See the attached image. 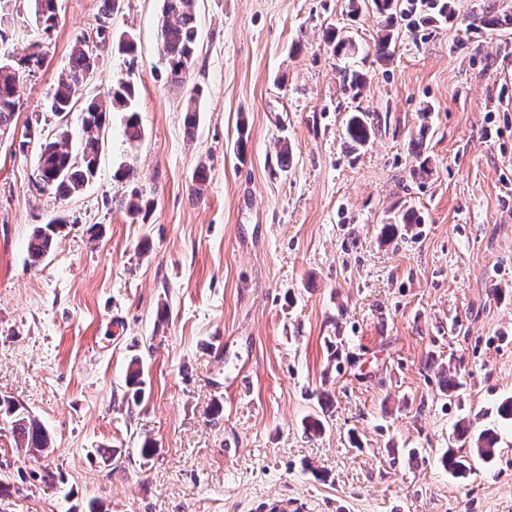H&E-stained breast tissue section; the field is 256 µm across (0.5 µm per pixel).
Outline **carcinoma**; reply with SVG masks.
I'll list each match as a JSON object with an SVG mask.
<instances>
[{
	"label": "carcinoma",
	"mask_w": 512,
	"mask_h": 512,
	"mask_svg": "<svg viewBox=\"0 0 512 512\" xmlns=\"http://www.w3.org/2000/svg\"><path fill=\"white\" fill-rule=\"evenodd\" d=\"M35 24L39 35L51 33L58 22V0H32ZM195 0H162L161 24L159 29L158 53L163 71L157 74L171 85L184 84L189 76L197 45L198 30L194 13ZM399 0H367L369 7L374 9L384 21V28L391 30L402 16L398 6ZM116 0H102L101 16L96 31V40L91 42L87 37L76 38L66 67L63 69L56 86L46 100L48 111L56 115H67L79 100L84 84L96 69L97 50L109 39L111 32L107 27L112 16ZM512 26V15L500 11L496 5L488 4L470 23V28L482 33H494ZM326 43L332 47L338 57L353 56L356 46L352 39L341 30L331 28L325 33ZM45 56L40 42L31 44V51L23 56L19 68L14 73H0V134L10 130L19 100L16 97L20 74L32 75L42 68ZM336 73L343 90L356 96L365 83L364 74L346 65L336 67ZM203 90L195 87L190 92L186 110L187 128L193 129L197 123L198 101ZM108 101L97 98L87 99L81 106L82 138L77 147H72L70 136L63 131L57 137L42 138V134L32 126H26L23 140L18 143V151L25 153L35 147L39 156L37 179L34 186L40 192H49L62 200H67L83 190L94 177L98 166L100 150V131L106 126L109 112L114 109L129 111L125 122L126 140L135 143L142 136L138 115L130 109L135 97V87L130 82H118L107 92ZM374 133V122L371 114L357 109L351 112L345 123V135L355 148L366 146ZM153 202L144 198L138 189L131 191L130 197L122 203L127 215L132 219H146L152 210ZM65 219L55 217L44 226L37 227L27 245L28 262L37 268L43 259L53 250L56 230L62 227ZM143 370L139 359L130 365L128 386L133 388V399L138 402L142 398ZM6 413L10 417L12 436L20 448L32 452H46L52 447L51 437L47 428L37 418L15 403L5 400ZM455 439L459 448H450L440 458L443 468L449 474L459 477L470 468L466 456L459 453L471 439L470 428L457 425ZM500 445V434L495 429L482 431L474 442L476 455L483 461L493 460Z\"/></svg>",
	"instance_id": "cac0c4a2"
}]
</instances>
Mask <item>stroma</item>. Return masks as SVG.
Here are the masks:
<instances>
[{
    "label": "stroma",
    "instance_id": "obj_1",
    "mask_svg": "<svg viewBox=\"0 0 512 512\" xmlns=\"http://www.w3.org/2000/svg\"><path fill=\"white\" fill-rule=\"evenodd\" d=\"M487 2L399 21L384 62L381 17L350 0H196L190 130L188 87L154 77L162 0H118L112 31L134 38L137 63L105 47L82 95L134 81L141 140L111 113L95 176L61 201L35 190L36 152L0 139V399L54 445L28 454L0 413V474L16 486L0 512H258L282 496L301 512H512V432L464 476L438 461L458 420L497 425L512 396V33L468 30ZM101 6L59 0L45 65L17 85L16 133L63 124L44 103ZM331 26L359 49L358 97L341 92ZM359 108L375 132L355 151L344 125ZM129 161L135 179L118 178ZM135 187L154 203L144 221L122 208ZM408 210L418 223L385 238ZM56 216L31 267L28 239ZM62 224H65V219L55 217L48 224L39 226L33 231L27 245L28 262L31 267H39L43 259L53 250L56 230L62 227Z\"/></svg>",
    "mask_w": 512,
    "mask_h": 512
}]
</instances>
